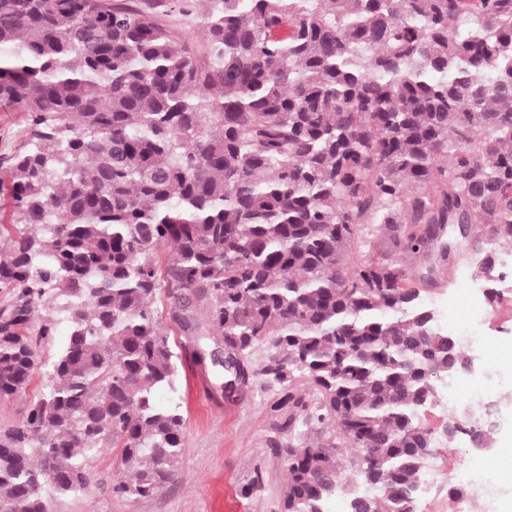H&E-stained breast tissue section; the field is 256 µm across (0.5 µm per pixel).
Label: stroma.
Wrapping results in <instances>:
<instances>
[{
	"label": "stroma",
	"mask_w": 512,
	"mask_h": 512,
	"mask_svg": "<svg viewBox=\"0 0 512 512\" xmlns=\"http://www.w3.org/2000/svg\"><path fill=\"white\" fill-rule=\"evenodd\" d=\"M444 274L447 286L428 290L426 298L440 314L456 303L460 321L450 331L482 369L457 376L442 402L424 416L434 448L426 461L428 490L422 512H450L449 488L462 487L464 475L472 470L491 473L503 456L512 457V307L487 308L471 320L464 288L476 282L473 265L453 258ZM473 336L478 339L474 345L469 342ZM179 371L176 399L184 417V450L176 477L149 498L118 496L112 485L119 451L109 448L88 463L89 491L49 498L50 512H279L286 479L282 450L290 437L269 413L274 391L252 384L220 394L212 371L196 364L185 348ZM45 386V376L38 373L20 393L0 400V431L19 425ZM466 409L483 435L482 443L467 438L447 443L443 427ZM256 468L263 474V486L243 497L240 489Z\"/></svg>",
	"instance_id": "obj_1"
}]
</instances>
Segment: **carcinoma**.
I'll return each instance as SVG.
<instances>
[{
	"mask_svg": "<svg viewBox=\"0 0 512 512\" xmlns=\"http://www.w3.org/2000/svg\"><path fill=\"white\" fill-rule=\"evenodd\" d=\"M202 4L200 53L160 0H0V109L25 114L0 155V398L48 377L0 431V512L85 490L107 448L119 495L174 478L162 295L198 364L276 390L282 512H420L422 412L466 354L415 282L512 257V0Z\"/></svg>",
	"mask_w": 512,
	"mask_h": 512,
	"instance_id": "carcinoma-1",
	"label": "carcinoma"
}]
</instances>
